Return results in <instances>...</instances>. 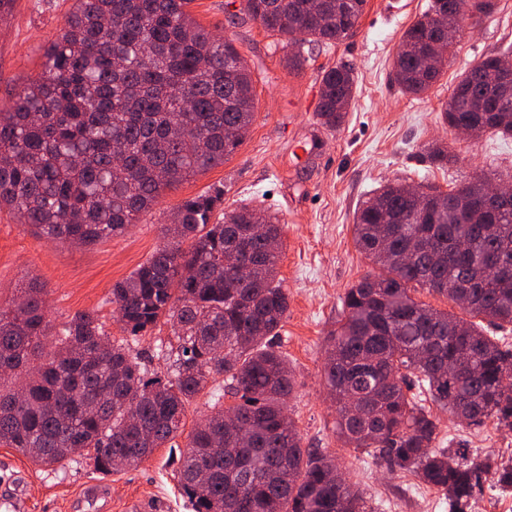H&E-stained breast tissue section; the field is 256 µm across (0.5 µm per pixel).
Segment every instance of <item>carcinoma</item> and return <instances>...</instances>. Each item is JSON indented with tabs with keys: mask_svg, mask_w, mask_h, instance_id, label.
Listing matches in <instances>:
<instances>
[{
	"mask_svg": "<svg viewBox=\"0 0 512 512\" xmlns=\"http://www.w3.org/2000/svg\"><path fill=\"white\" fill-rule=\"evenodd\" d=\"M366 2L250 0V12L281 41L331 45L350 35ZM465 4L430 0L405 31L393 61L402 93L421 97L440 80L433 14L451 27ZM187 5L74 0L41 73L0 104V208L50 241L90 246L124 234L163 192L235 152L224 132L253 123L252 72ZM499 58L487 55L460 75L442 109L448 127L512 138V107L488 79ZM357 82L350 63L323 71L322 125L341 126ZM420 157L443 166L454 155L432 143ZM419 189L423 205L395 183L355 212L356 246L378 271L345 292L324 381L340 441L442 492L448 512H466L491 462L460 463L434 448L437 420L408 391L417 383L469 425L493 419L512 429V348L476 322L512 327V209L489 206L487 178ZM223 197L217 188L178 204L177 237L112 287L129 335L171 324L178 348L169 379L147 376L91 312L52 332L42 288L0 303V445L46 466L86 448L102 472L133 467L178 435L193 399L223 376L238 424L225 422L217 400L180 453L193 512H372L363 491L336 481L333 454L302 447L285 412L295 385L275 345L288 311L280 252L271 249L281 227L249 206L214 220ZM230 252L249 274L224 267ZM419 288L462 315L415 299ZM452 363L460 375H448Z\"/></svg>",
	"mask_w": 512,
	"mask_h": 512,
	"instance_id": "obj_1",
	"label": "carcinoma"
}]
</instances>
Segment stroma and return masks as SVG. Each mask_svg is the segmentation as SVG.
<instances>
[{
  "label": "stroma",
  "mask_w": 512,
  "mask_h": 512,
  "mask_svg": "<svg viewBox=\"0 0 512 512\" xmlns=\"http://www.w3.org/2000/svg\"><path fill=\"white\" fill-rule=\"evenodd\" d=\"M429 0H367L353 33L333 45L301 44L302 70L284 64L292 45L270 36L232 0H191L188 10L207 29L228 37L253 72L255 120L224 164L190 177L163 193L121 236L88 247L50 242L22 227L10 209L0 210V300L38 282L45 288L47 318L57 326L78 312L92 311L112 338L128 339L148 373H164L165 354L175 342L170 324L126 338L112 299V287L145 263L164 242L162 229L183 199L220 188L224 210L244 204L277 215L282 225L279 272L288 290V314L278 349L294 372L288 412L304 447L321 448L338 459L352 483L364 489L374 512H448L441 492L415 477L394 472L372 456L342 446L336 411L323 376L326 338L342 317L347 288L372 270L354 240V214L381 185L431 183L441 190L481 176L512 181V138L458 136L441 119V109L465 67L483 56L512 49V0H498L496 13L463 31L453 56L427 96L403 94L392 74L404 32ZM73 0H13L0 16V102H7L42 69L43 53L66 26ZM348 62L359 75L343 124L321 125L316 109L323 70ZM308 152L295 158L293 142ZM449 145L453 165L423 162V145ZM426 407L438 423L435 447L458 461L490 457L512 465V430L494 421L471 427L433 400ZM187 442L178 435L135 467L104 474L85 452L64 466L42 467L12 448L0 446V498L20 497V512H127L132 501L162 504V512H193L180 490L177 472ZM101 484L105 499H82L87 485Z\"/></svg>",
  "instance_id": "35a3bbf8"
}]
</instances>
